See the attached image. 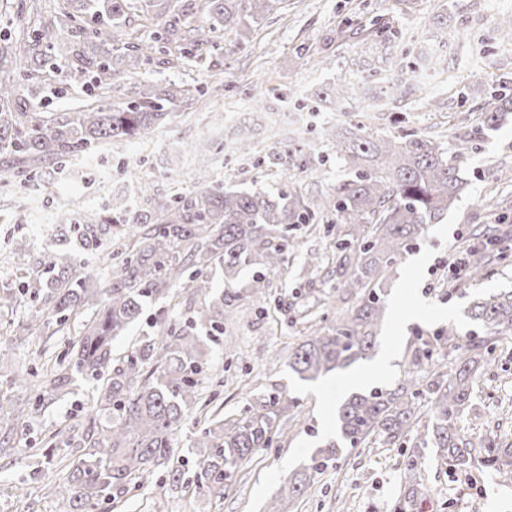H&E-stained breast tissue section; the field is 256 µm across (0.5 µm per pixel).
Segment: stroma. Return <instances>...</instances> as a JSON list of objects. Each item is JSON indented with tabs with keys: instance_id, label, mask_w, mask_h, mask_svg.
<instances>
[{
	"instance_id": "1",
	"label": "stroma",
	"mask_w": 512,
	"mask_h": 512,
	"mask_svg": "<svg viewBox=\"0 0 512 512\" xmlns=\"http://www.w3.org/2000/svg\"><path fill=\"white\" fill-rule=\"evenodd\" d=\"M512 0H286L275 16L251 25L245 35L227 31L210 39L200 51L173 59L169 49L154 48L151 59L120 76L124 92H146L176 82L195 88V102L170 105V117L148 137L96 149L71 161L50 181L36 178L0 191V286L15 282L10 260L17 239H28L33 251L55 250L57 240L44 236L33 222L30 203L54 209L60 195L77 197L76 215L91 217L107 209L106 188L124 187L127 200L141 204L165 196L172 181L193 186V170H172L168 146L194 143L197 129L212 132L210 179L227 186H278L281 165L306 158L297 189L306 195L326 193L341 177V165L325 145L323 128L354 125L368 115L371 133L422 135L440 143L469 133L473 148L461 156L467 187L440 223L430 225L414 254L406 256L388 286L387 314L371 356L385 352L394 359L378 386L395 383L408 348L416 337L432 338L453 329L457 346L486 337L488 330L468 316L478 297L512 291V255L493 265L481 281L453 280L446 264L465 251L481 233L512 241V205L492 211L484 200L498 190L499 170L512 168V116L497 130H485L482 111L488 98L512 94V46L493 30L495 15L511 14ZM446 15L448 26L436 32L432 21ZM54 0H0V45L9 46V61L23 65L24 44L16 43L21 28H35L53 19ZM428 46L442 76L423 81L414 73L419 51ZM401 82L397 97L381 92L385 75ZM79 74L74 61L59 62L52 77L27 82L25 98L38 112H66L83 100L72 85ZM357 79L352 97L319 101L317 92L337 79ZM263 86L266 103L255 106L252 95ZM249 139L251 153L237 151ZM264 301L239 297L236 315L212 344L207 372L199 388L209 411L232 414L248 400L280 388L298 396L299 413L284 414L285 441L262 450L233 477L224 497L196 487L205 459L194 442L205 420L188 416L178 435L175 458L158 467L148 487L131 500L102 503L97 512H265L292 473L306 464L317 448L336 434V411L351 394L338 374L315 381L294 378L288 367L304 327L299 309L333 283L327 269L304 270L292 264L269 273ZM42 319L35 301L0 315V348L15 359L0 368V389L25 403L27 392L12 385L17 372L41 367V351L60 354L68 339L40 337L30 325ZM492 365L475 385L471 410L463 424L512 443V335L493 340ZM93 386L82 381L58 399L23 431L14 434L12 451L0 454V512H66L59 496L65 465L77 457L74 448L45 445L47 430L64 428L86 418ZM419 453L425 498L405 504L401 469L411 453ZM512 512V485L490 472L471 468H437L434 448L415 449L413 442L386 445L370 440L345 460L330 464L310 490L293 505L294 512Z\"/></svg>"
}]
</instances>
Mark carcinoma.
I'll return each mask as SVG.
<instances>
[{"label":"carcinoma","mask_w":512,"mask_h":512,"mask_svg":"<svg viewBox=\"0 0 512 512\" xmlns=\"http://www.w3.org/2000/svg\"><path fill=\"white\" fill-rule=\"evenodd\" d=\"M284 0H204L209 32L244 29L283 8ZM88 15L91 26L69 41L56 37L54 25L20 30L29 45L25 70L0 52V152L13 157L0 175V185L13 187L19 177L33 178L42 168L85 151L147 137L168 116L164 103L194 97L191 88L171 83L122 103L114 77L150 60L153 46L130 41L126 30L127 0H66L63 16L76 21ZM182 12L165 8L152 19L170 18L166 36L184 31L183 39L203 44L196 29L182 25ZM124 40V48L112 43ZM73 59L78 72L91 75L101 98L73 112L44 117L23 102V81L48 78L62 60ZM512 112V96L495 95L487 102L483 123L497 129ZM326 144L336 152L348 178L320 199L303 193L209 185L204 158H199L190 189H175L149 207L136 203L106 211L71 225L63 242L64 257L35 255L28 241L15 244L21 288H0V311L13 310L31 296L41 304V326L77 333L78 339L53 361L34 392L30 413L67 394L79 381L95 383L94 406L104 420L86 427L57 429L46 444L64 442L80 449L67 477V512H95L104 501L120 502L149 483L154 469L169 462L176 435L191 411H203L199 377L207 364L203 338L224 331V291L213 287L220 273L224 285L247 296L265 298L266 274L288 267L300 251L292 225L313 215H334L342 225L333 254L307 253L303 266L335 263V288L357 297L355 306L334 325L307 308V336L289 357L300 379L311 380L345 370L367 358L385 318V287L398 264L454 204L466 181L457 159L470 147L467 135L453 136L449 155L441 143L414 134L374 136L354 129L324 128ZM102 257L103 280L83 271L84 256ZM501 258L500 250L484 248L467 257V280H482ZM188 286L203 300L182 321L160 313L145 323L148 332L123 356L113 342L138 323L145 306L166 300ZM470 317L493 335L512 333V293L477 299ZM403 376L388 388L350 395L336 412V439L319 449L311 463L282 487L267 512H289V506L311 488L320 468L339 461L373 437L398 444L413 436L436 448L437 465L466 471L480 463L502 483L512 482V444L505 447L491 434L467 432L460 418L471 409L479 369L490 361L482 341L462 348L444 372L432 370L429 343L408 349ZM300 400L287 389L276 390L239 412L205 423L195 445L209 449L198 490L224 496L232 477L257 452L283 437L280 416L300 410ZM428 420L420 423L422 407ZM14 401L0 392V452L11 436L24 429ZM406 497L422 495L417 460L402 470Z\"/></svg>","instance_id":"obj_1"}]
</instances>
